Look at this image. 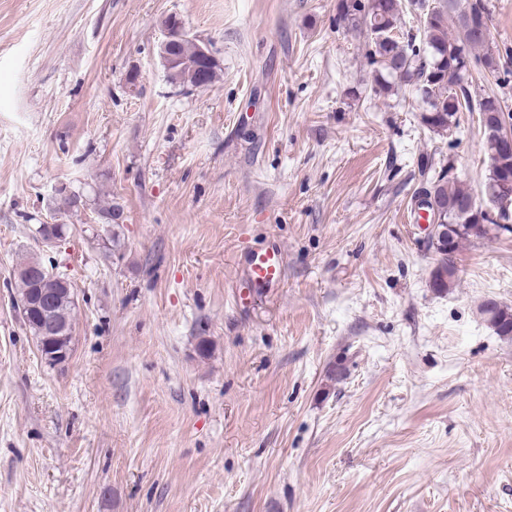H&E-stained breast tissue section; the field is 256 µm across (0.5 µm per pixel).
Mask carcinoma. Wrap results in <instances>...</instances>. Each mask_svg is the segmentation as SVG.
Returning a JSON list of instances; mask_svg holds the SVG:
<instances>
[{"label": "carcinoma", "mask_w": 512, "mask_h": 512, "mask_svg": "<svg viewBox=\"0 0 512 512\" xmlns=\"http://www.w3.org/2000/svg\"><path fill=\"white\" fill-rule=\"evenodd\" d=\"M425 10L423 36L402 31L398 26L404 4L402 0H337L336 9L340 20L354 31L366 35V58L375 68L378 92L391 88L390 79L399 80L402 86L411 88L422 104L423 123L432 131L446 133L457 122V114L463 110L476 112L484 130L493 124L503 125L512 120V113H504L499 98L486 94L479 100L471 97L468 73L476 52L482 50L485 68L492 74L507 68L509 61L489 52V10L486 0H464L457 16L460 36L448 31L449 0H438L435 5L420 3ZM486 148L490 165L484 190L487 196L498 199L505 191L512 193V149L503 150L495 145V139L487 137ZM424 195L434 199L439 207L443 223L450 226L448 240L435 247L436 267L432 274V286L438 292H446L458 279L457 256L462 244L470 239H489L499 231H511L508 221L512 216L502 211L492 214L476 203L474 194L467 187L449 178V171H442L430 181ZM30 269L35 277H16L17 294L24 299L33 290L34 278L42 287L57 292L52 307L53 318L66 326L67 335L50 336L42 331L41 322L34 318L23 321L36 340L37 348L50 355L62 349L70 352L74 345L75 309L74 292L59 290L56 273L40 260L31 257L17 265ZM485 320L500 336H512V308L494 300L480 306Z\"/></svg>", "instance_id": "1"}]
</instances>
